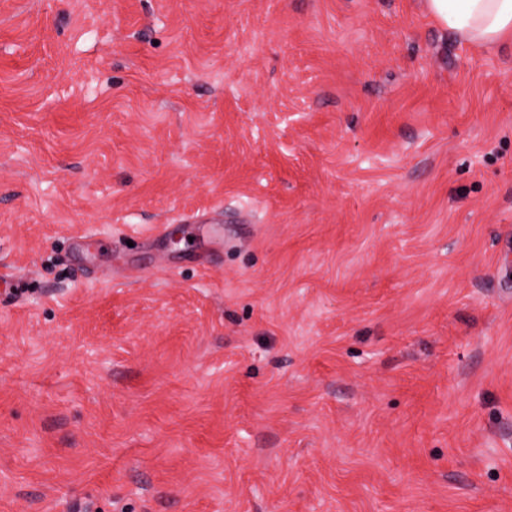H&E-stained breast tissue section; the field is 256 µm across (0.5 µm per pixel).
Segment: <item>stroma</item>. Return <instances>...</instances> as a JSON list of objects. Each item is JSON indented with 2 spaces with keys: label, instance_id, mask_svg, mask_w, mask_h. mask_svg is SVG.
Returning a JSON list of instances; mask_svg holds the SVG:
<instances>
[{
  "label": "stroma",
  "instance_id": "stroma-1",
  "mask_svg": "<svg viewBox=\"0 0 512 512\" xmlns=\"http://www.w3.org/2000/svg\"><path fill=\"white\" fill-rule=\"evenodd\" d=\"M0 512H512V41L0 0Z\"/></svg>",
  "mask_w": 512,
  "mask_h": 512
}]
</instances>
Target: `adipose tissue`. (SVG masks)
Instances as JSON below:
<instances>
[{
  "label": "adipose tissue",
  "instance_id": "ef3b65f1",
  "mask_svg": "<svg viewBox=\"0 0 512 512\" xmlns=\"http://www.w3.org/2000/svg\"><path fill=\"white\" fill-rule=\"evenodd\" d=\"M433 21L479 46L512 36V0H425Z\"/></svg>",
  "mask_w": 512,
  "mask_h": 512
}]
</instances>
